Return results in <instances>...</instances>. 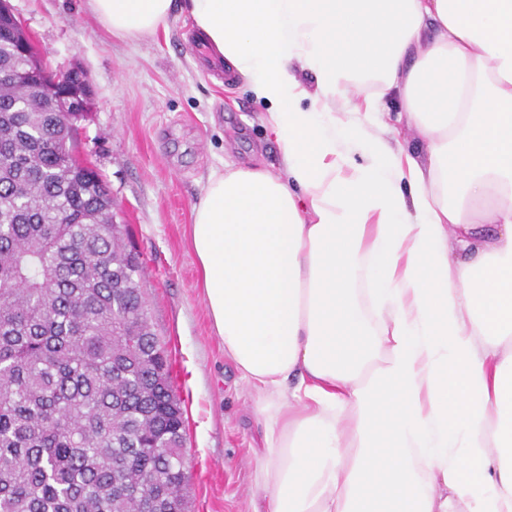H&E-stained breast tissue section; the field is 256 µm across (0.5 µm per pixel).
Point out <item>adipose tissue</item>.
I'll list each match as a JSON object with an SVG mask.
<instances>
[{
  "instance_id": "obj_1",
  "label": "adipose tissue",
  "mask_w": 512,
  "mask_h": 512,
  "mask_svg": "<svg viewBox=\"0 0 512 512\" xmlns=\"http://www.w3.org/2000/svg\"><path fill=\"white\" fill-rule=\"evenodd\" d=\"M86 5L180 7L268 106L282 173L213 170L190 230L253 512H512V0ZM392 90L424 158L365 119Z\"/></svg>"
}]
</instances>
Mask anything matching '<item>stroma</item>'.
Wrapping results in <instances>:
<instances>
[{"label":"stroma","instance_id":"stroma-1","mask_svg":"<svg viewBox=\"0 0 512 512\" xmlns=\"http://www.w3.org/2000/svg\"><path fill=\"white\" fill-rule=\"evenodd\" d=\"M54 71L79 66L93 105L77 124V150L107 182L142 263L141 289L172 352L189 421V512H251L260 426L224 358L188 245L193 208L213 169L232 162L281 170L267 105L243 82L200 69L191 24L173 11L139 40L116 37L85 0H10Z\"/></svg>","mask_w":512,"mask_h":512}]
</instances>
